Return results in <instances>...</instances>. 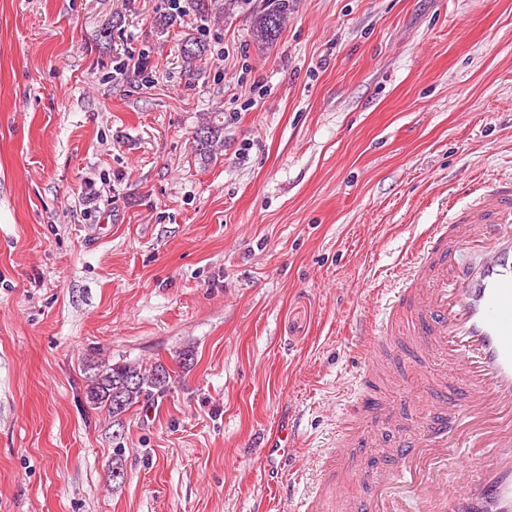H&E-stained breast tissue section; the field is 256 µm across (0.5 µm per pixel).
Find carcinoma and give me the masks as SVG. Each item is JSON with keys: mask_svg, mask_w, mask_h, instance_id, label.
I'll return each mask as SVG.
<instances>
[{"mask_svg": "<svg viewBox=\"0 0 512 512\" xmlns=\"http://www.w3.org/2000/svg\"><path fill=\"white\" fill-rule=\"evenodd\" d=\"M195 11L207 17L218 13L231 16L248 9L252 39L261 46L278 41L293 7V0H193ZM207 51L206 44L190 36L182 44L184 62L194 73L200 71V61ZM223 113L214 112L209 120L195 131L194 141L199 155L208 159L224 147ZM171 374L160 363L103 365L91 376L86 399L94 407L104 406L114 417H119L155 393L169 389Z\"/></svg>", "mask_w": 512, "mask_h": 512, "instance_id": "obj_1", "label": "carcinoma"}]
</instances>
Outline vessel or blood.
Instances as JSON below:
<instances>
[{
  "label": "vessel or blood",
  "mask_w": 512,
  "mask_h": 512,
  "mask_svg": "<svg viewBox=\"0 0 512 512\" xmlns=\"http://www.w3.org/2000/svg\"><path fill=\"white\" fill-rule=\"evenodd\" d=\"M408 275L378 305L359 378H429L431 422L417 431L414 400L401 402L409 441L386 450L388 474L352 473L344 462L365 437L362 425L317 462L318 489L292 512H512V179L448 211L415 244ZM408 371L390 375L394 352ZM447 361L434 374L430 354Z\"/></svg>",
  "instance_id": "vessel-or-blood-1"
}]
</instances>
